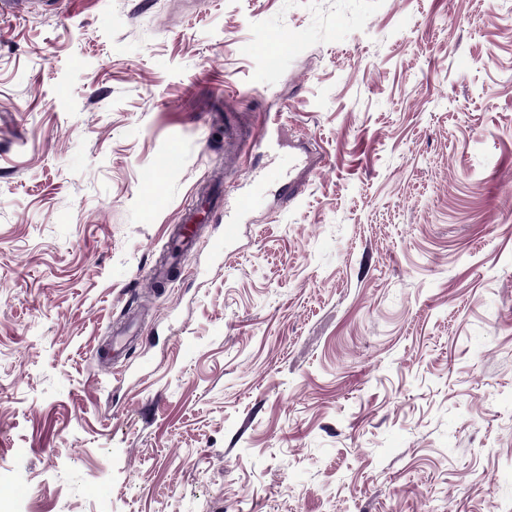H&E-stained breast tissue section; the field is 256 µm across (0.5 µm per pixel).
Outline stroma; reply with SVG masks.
<instances>
[{"label":"stroma","instance_id":"35a3bbf8","mask_svg":"<svg viewBox=\"0 0 512 512\" xmlns=\"http://www.w3.org/2000/svg\"><path fill=\"white\" fill-rule=\"evenodd\" d=\"M228 113L273 152L225 164ZM288 151L293 196L216 263L212 199ZM1 488L0 512H512V0L0 19Z\"/></svg>","mask_w":512,"mask_h":512}]
</instances>
